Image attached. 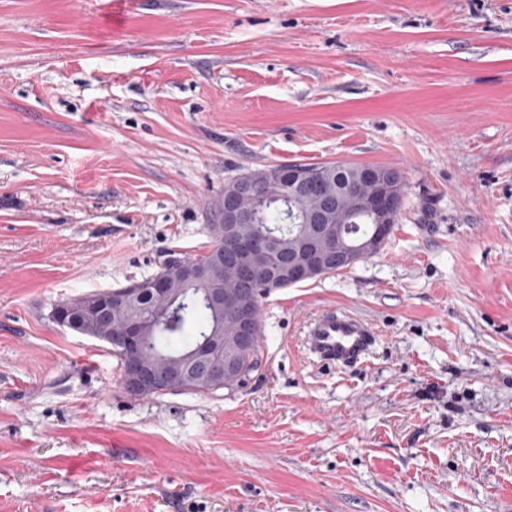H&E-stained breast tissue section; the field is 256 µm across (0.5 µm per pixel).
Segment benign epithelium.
Segmentation results:
<instances>
[{
  "label": "benign epithelium",
  "instance_id": "benign-epithelium-1",
  "mask_svg": "<svg viewBox=\"0 0 512 512\" xmlns=\"http://www.w3.org/2000/svg\"><path fill=\"white\" fill-rule=\"evenodd\" d=\"M258 184L272 187L274 196L293 201L308 193L317 198L316 208L307 218L310 227L304 237L288 253V280L301 281L314 277L326 269L337 266L352 268L364 256L382 248L393 224L398 217V202L403 196V185L399 176L392 170L365 167L359 181L348 188L333 189L325 186L322 180L311 176L299 162L282 163L272 173L260 177L244 176L234 181L233 195L223 210L224 251L235 261L239 280L253 282L261 276L257 257L267 251L268 242L260 238L243 237L239 231L241 224L258 223V212L254 208L239 204L242 199L252 196ZM356 187L368 188V195L362 206L374 214L376 232L371 239L358 246L345 243L335 224L340 219L344 200L350 198ZM138 289H127L119 294L112 291L100 292V299L94 307H80L76 301L68 300L54 306L53 322L63 328L70 327V317L81 313L88 319L106 322L112 317V309L132 299H140ZM206 301L213 308H222L229 313L239 338L253 333V310L249 296L245 293H224L222 288H209ZM141 332L128 329L113 331L108 342L115 347L131 352L139 343ZM177 364L166 363V370H159L150 362L131 359L124 368L122 384L124 388L138 396L152 392H166L175 389L178 376L173 373ZM241 372L238 355L224 352L221 336H212L205 344L194 350L188 357L182 376L206 378L210 381L222 380L228 384L238 378Z\"/></svg>",
  "mask_w": 512,
  "mask_h": 512
}]
</instances>
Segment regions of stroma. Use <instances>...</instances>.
I'll list each match as a JSON object with an SVG mask.
<instances>
[{
  "label": "stroma",
  "instance_id": "35a3bbf8",
  "mask_svg": "<svg viewBox=\"0 0 512 512\" xmlns=\"http://www.w3.org/2000/svg\"><path fill=\"white\" fill-rule=\"evenodd\" d=\"M383 165V249L275 291L261 367L127 392L57 300L206 253L225 186ZM326 308L357 366L301 345ZM0 512H512V0H0ZM306 328V352L329 367H349L365 360L378 336L368 320L342 310L322 311Z\"/></svg>",
  "mask_w": 512,
  "mask_h": 512
}]
</instances>
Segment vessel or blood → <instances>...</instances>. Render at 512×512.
<instances>
[{
	"label": "vessel or blood",
	"instance_id": "obj_1",
	"mask_svg": "<svg viewBox=\"0 0 512 512\" xmlns=\"http://www.w3.org/2000/svg\"><path fill=\"white\" fill-rule=\"evenodd\" d=\"M372 324L342 310H325L309 322L304 336L307 353L330 367H349L365 360L377 340Z\"/></svg>",
	"mask_w": 512,
	"mask_h": 512
}]
</instances>
